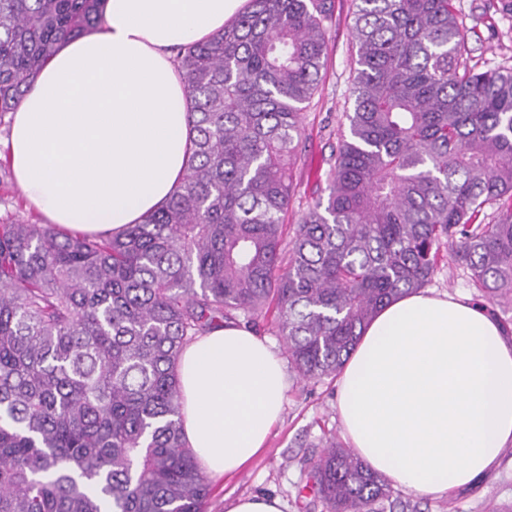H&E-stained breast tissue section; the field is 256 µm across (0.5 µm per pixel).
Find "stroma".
<instances>
[{"instance_id": "obj_1", "label": "stroma", "mask_w": 512, "mask_h": 512, "mask_svg": "<svg viewBox=\"0 0 512 512\" xmlns=\"http://www.w3.org/2000/svg\"><path fill=\"white\" fill-rule=\"evenodd\" d=\"M464 26L466 59L478 70L512 68V0H454ZM353 0H335L329 25V57L318 90L302 115L300 160L294 169L296 194L288 212L296 224L313 200L325 194L331 150L347 129L345 112L353 108L351 92L357 45L352 34ZM43 223V216L28 206L7 165L0 162V224L18 218ZM429 289L482 301L469 273L443 260ZM287 400L267 448L241 473L213 480L209 512H226L228 501L256 493L283 499L286 512H326V505L311 489L308 476L324 450L326 438L343 442L344 429L336 414L334 379L304 380L290 373ZM512 512V452L503 451L499 466L478 485L448 496L425 499L394 489L389 500L376 503L375 512H402L403 505L418 512H486L488 504Z\"/></svg>"}]
</instances>
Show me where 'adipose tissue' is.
I'll use <instances>...</instances> for the list:
<instances>
[{
  "mask_svg": "<svg viewBox=\"0 0 512 512\" xmlns=\"http://www.w3.org/2000/svg\"><path fill=\"white\" fill-rule=\"evenodd\" d=\"M248 0H104L11 114L6 158L27 200L71 233L141 223L180 183L192 136L176 47L207 40ZM184 438L201 470H241L279 421L288 376L258 334L216 327L176 367ZM355 454L393 486L437 498L486 478L512 444V337L487 306L420 290L364 330L337 382Z\"/></svg>",
  "mask_w": 512,
  "mask_h": 512,
  "instance_id": "ef3b65f1",
  "label": "adipose tissue"
}]
</instances>
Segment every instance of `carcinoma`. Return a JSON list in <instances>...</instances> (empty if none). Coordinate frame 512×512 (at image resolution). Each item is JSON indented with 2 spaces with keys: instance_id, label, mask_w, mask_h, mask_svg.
Returning <instances> with one entry per match:
<instances>
[{
  "instance_id": "cac0c4a2",
  "label": "carcinoma",
  "mask_w": 512,
  "mask_h": 512,
  "mask_svg": "<svg viewBox=\"0 0 512 512\" xmlns=\"http://www.w3.org/2000/svg\"><path fill=\"white\" fill-rule=\"evenodd\" d=\"M102 2L0 0V117ZM334 10L249 0L179 49L194 137L142 223L109 238L0 224V512H206L175 368L217 325L269 322L299 377L320 380L431 281L444 244L489 299H512V69L466 64L452 0H356L348 131L284 247ZM311 476L328 512L391 496L334 440Z\"/></svg>"
}]
</instances>
